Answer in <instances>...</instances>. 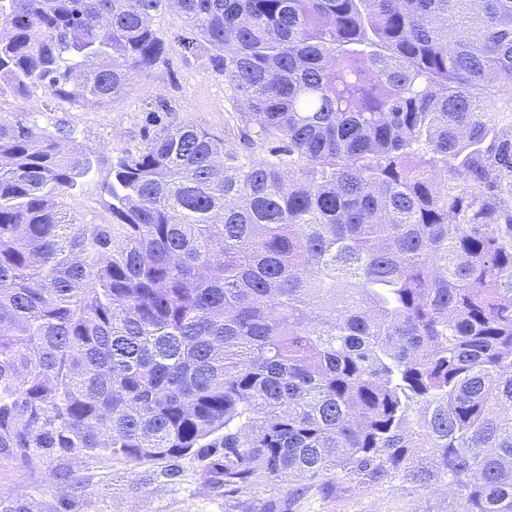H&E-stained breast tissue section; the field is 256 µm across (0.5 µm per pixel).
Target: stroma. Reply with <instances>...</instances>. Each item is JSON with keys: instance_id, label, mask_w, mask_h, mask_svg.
<instances>
[{"instance_id": "obj_1", "label": "stroma", "mask_w": 512, "mask_h": 512, "mask_svg": "<svg viewBox=\"0 0 512 512\" xmlns=\"http://www.w3.org/2000/svg\"><path fill=\"white\" fill-rule=\"evenodd\" d=\"M170 43L164 64L134 84L113 106L82 108L51 104L44 89L22 98L0 97V114L30 126L52 129L65 121L72 144L97 151L100 161L81 187L65 199L67 213L83 223L109 221L103 184L110 179L109 160L122 151H137L154 125L150 103L163 99L172 120L201 126L223 137L229 118L224 79L208 63L205 45L184 52L187 33L181 14L168 7L154 20ZM296 495L291 485L265 481L227 493L209 485L196 460L160 459L134 462L84 450L27 457L0 453V500L28 505L31 512H61L65 497L76 501L72 512H458L459 504L441 481L422 485L399 472L379 481L336 476L331 486L304 481Z\"/></svg>"}]
</instances>
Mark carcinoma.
Instances as JSON below:
<instances>
[{"instance_id": "obj_1", "label": "carcinoma", "mask_w": 512, "mask_h": 512, "mask_svg": "<svg viewBox=\"0 0 512 512\" xmlns=\"http://www.w3.org/2000/svg\"><path fill=\"white\" fill-rule=\"evenodd\" d=\"M172 1L238 133L156 116L112 223L64 210L97 164L66 123L0 116V448L512 512V0H0V94L109 106Z\"/></svg>"}]
</instances>
